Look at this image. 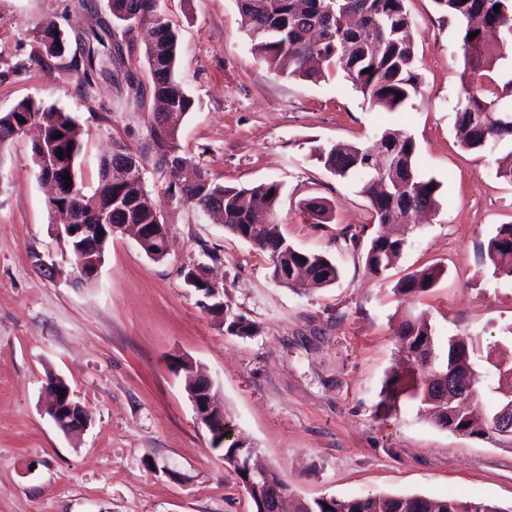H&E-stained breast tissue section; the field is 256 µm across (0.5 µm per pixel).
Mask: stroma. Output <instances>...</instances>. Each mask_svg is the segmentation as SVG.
Instances as JSON below:
<instances>
[{"instance_id":"1","label":"stroma","mask_w":512,"mask_h":512,"mask_svg":"<svg viewBox=\"0 0 512 512\" xmlns=\"http://www.w3.org/2000/svg\"><path fill=\"white\" fill-rule=\"evenodd\" d=\"M76 3L0 0V115L29 97L69 112L83 131L88 196L113 142L142 153L170 250L156 262L132 236L115 235L95 281L76 283L31 162L32 134L0 148V512H254L197 420L177 358L211 377L235 438L296 497L448 495L511 507L512 448L452 434L381 393L400 361L396 314L406 308L426 314L441 338L498 341L512 354V277L481 260L482 244L512 224V184L495 175L512 143L492 156L460 146L461 38L434 0H406L423 85L396 112L371 108L342 74L313 82L270 69L252 51L236 0H158L179 36L176 76L196 103L179 133L185 155L218 184L281 183L276 231L340 269L333 285L298 289L271 279L267 254L167 194L148 151L150 106L136 93L151 83L142 53L113 65L112 78L81 84L71 68L77 36L109 17L110 3L92 0L90 12ZM48 18L68 42L50 72L33 61ZM388 128L415 139L421 172L441 184L440 207L375 277L363 257L374 233L367 199L311 151L372 146ZM312 198L327 205L329 223L304 210ZM198 263L226 313L252 321L255 335L227 334L204 309L180 273ZM429 265L443 270L432 290L396 293L400 278ZM51 376L90 413L80 435L64 434L45 411Z\"/></svg>"}]
</instances>
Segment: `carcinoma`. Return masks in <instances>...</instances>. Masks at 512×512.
Wrapping results in <instances>:
<instances>
[{
	"instance_id": "cac0c4a2",
	"label": "carcinoma",
	"mask_w": 512,
	"mask_h": 512,
	"mask_svg": "<svg viewBox=\"0 0 512 512\" xmlns=\"http://www.w3.org/2000/svg\"><path fill=\"white\" fill-rule=\"evenodd\" d=\"M158 0H110L112 20L125 26L129 21L151 24L155 39L148 42L143 56L152 80L155 107L150 111L151 149L158 170L170 166L176 180L168 186L173 197L194 202L205 212H220L224 226L239 239L268 254L271 278L278 284H296L294 272L302 269L319 285H332L340 271L327 256L302 251L280 236L273 224H259L256 216L275 215L281 194L278 182L246 187L215 184L195 161L180 155L179 131L185 115L193 111L195 100L176 78L179 56L177 32L157 10ZM406 0H237L252 51L276 72L288 66V74L303 80L318 81L331 72H342L352 88L362 93L371 106L395 112L420 94L423 84L416 66L412 19ZM448 22L462 26L460 51L463 75L455 125L461 144L470 151H494L512 140V110L500 102L512 97V77L497 82L489 71L512 51V0H435ZM500 10H494V6ZM476 37L469 38L470 34ZM112 37L111 20L100 19L81 37L82 53L74 61L83 84L90 86L105 74V59L122 56L119 41ZM44 53L35 62L45 67L48 59L62 56L65 40L53 20L44 21L36 32ZM487 78L488 82L481 81ZM402 98H397V93ZM30 120L44 136L58 142L57 150L76 159L81 151V131L70 113L40 100L20 101L10 113L0 116V147L15 138L13 121ZM76 145V151L68 150ZM312 156L331 174L355 181L369 202L375 224L412 223L422 210L440 206V183L423 176L418 167V149L412 137L385 130L372 147L336 143L318 146ZM100 185L96 195L118 201L122 210L112 213L114 224H159L162 238L150 244L163 260L166 226L142 183L137 156L122 142L113 144L112 155L100 165ZM92 197L75 186L71 195L60 200L59 209L89 212ZM408 237L377 235L365 252V268L378 276L401 257ZM496 274L512 276V224H503L490 237L483 256ZM441 271L433 266L416 270L398 281L395 290L402 296L418 297L431 290ZM226 332L252 336L255 325L240 315L224 316ZM400 347L407 351L410 365L388 376L381 393L394 408L415 405L429 414L441 428L459 429L468 438L488 439L493 418L504 395L502 375H497V404L479 413L466 410L448 415V402L441 401L440 390L448 385V370H456L462 395L480 398L483 380L471 382L467 368L474 364L479 348L472 340L452 338L439 341L426 319L405 313L397 328ZM209 432L212 447L222 449L224 469L236 474L239 483L254 503L255 512H266L275 505L276 492L288 493V483L272 469L269 479L259 477L267 467L257 460L255 451L231 439L229 422L216 423ZM294 512H512L493 502L460 497L428 498L418 495H367L349 498H320L300 501Z\"/></svg>"
}]
</instances>
